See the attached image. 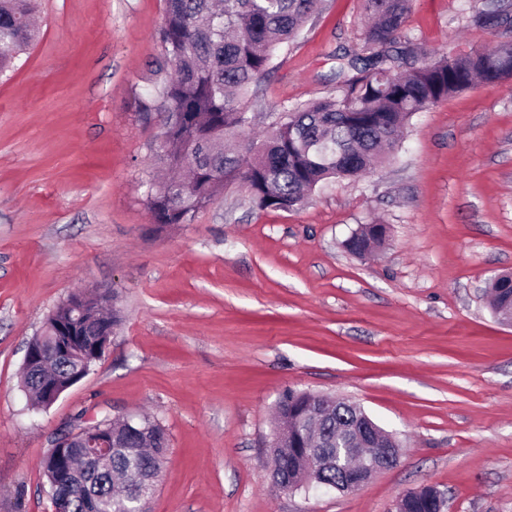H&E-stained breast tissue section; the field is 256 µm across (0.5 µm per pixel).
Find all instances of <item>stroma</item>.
Listing matches in <instances>:
<instances>
[{"instance_id":"stroma-1","label":"stroma","mask_w":512,"mask_h":512,"mask_svg":"<svg viewBox=\"0 0 512 512\" xmlns=\"http://www.w3.org/2000/svg\"><path fill=\"white\" fill-rule=\"evenodd\" d=\"M474 0H413L427 53L512 38L470 26ZM40 35L0 78V512H51L40 461L79 411L147 415L169 435L149 512H394L424 484L448 512H512V326L484 292L512 271V79L409 121L388 160L330 179L290 211L228 180L188 224L156 223L150 65L162 0H37ZM363 0L322 10L246 99L251 136L335 91L361 52ZM383 224L372 255L344 242ZM108 289L102 358L45 410L20 371L71 294ZM361 406L402 444L360 489L287 493L268 444L285 390Z\"/></svg>"}]
</instances>
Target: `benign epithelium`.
<instances>
[{
  "label": "benign epithelium",
  "mask_w": 512,
  "mask_h": 512,
  "mask_svg": "<svg viewBox=\"0 0 512 512\" xmlns=\"http://www.w3.org/2000/svg\"><path fill=\"white\" fill-rule=\"evenodd\" d=\"M106 298L108 293L87 291L71 298L70 307L74 318L82 320L90 297ZM112 335V324L104 321L82 332L79 336L72 335L69 328L60 329L59 336L48 345L34 349L27 347L23 364L35 376L51 370L52 364L59 357H66L75 362L78 376L85 377L91 367L103 356L108 345V336ZM68 378L49 376L42 381L38 389L40 396L51 402H56L67 391ZM342 401L328 396L314 395L312 405L307 412L305 429L306 447L319 448L323 440L320 432L322 419L332 410L338 408ZM298 427V424L288 418V414L280 412V427L275 429L270 443L273 455L288 444V436ZM65 448H82L83 460L103 464L107 461L112 442V427L98 425L95 419H81V423L70 430L60 433L52 441V446L46 458L60 457ZM401 456L398 440L393 434L378 426L369 416H364L360 423H347L336 426V452L332 458H316L308 455L311 461L310 474H282L273 471L272 478L284 491H296L300 488L310 489L316 480L318 471L323 467L336 466V469L348 476L346 483L336 487V491L346 494L358 490L376 473L395 467ZM418 500L437 507L438 512H447V500L444 492L433 485H423L411 492L398 497L395 512H411L409 504Z\"/></svg>",
  "instance_id": "obj_1"
}]
</instances>
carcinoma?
Returning a JSON list of instances; mask_svg holds the SVG:
<instances>
[{"label": "carcinoma", "instance_id": "cac0c4a2", "mask_svg": "<svg viewBox=\"0 0 512 512\" xmlns=\"http://www.w3.org/2000/svg\"><path fill=\"white\" fill-rule=\"evenodd\" d=\"M321 0H164L159 38L163 59L154 63L164 77L146 91L162 127L159 163L175 171L187 166L185 181L152 186L146 205L158 224H188L223 190L224 179L240 178L260 209H291L331 178H356L383 162L400 144L411 117L467 90L477 82L512 78V42L490 50L460 51L423 58L410 41H400L411 0H365L370 22L366 54L337 57L335 94L285 109L276 128L254 143L258 159L226 149L224 140L241 137L249 125L242 101L319 13ZM31 0H0V73L34 38ZM512 23V0H491L469 17L473 27L490 30ZM384 230H361L345 241L365 256L383 243ZM493 311L512 310L509 280L491 287ZM63 302L48 316L33 341L57 335L69 319ZM307 392L288 389L282 408L297 411ZM117 447L111 474L92 481L90 490L69 501L68 512H137L154 494L159 458L168 449L164 427L149 419L129 431L113 421ZM284 471L308 467L295 442L275 460Z\"/></svg>", "mask_w": 512, "mask_h": 512}]
</instances>
